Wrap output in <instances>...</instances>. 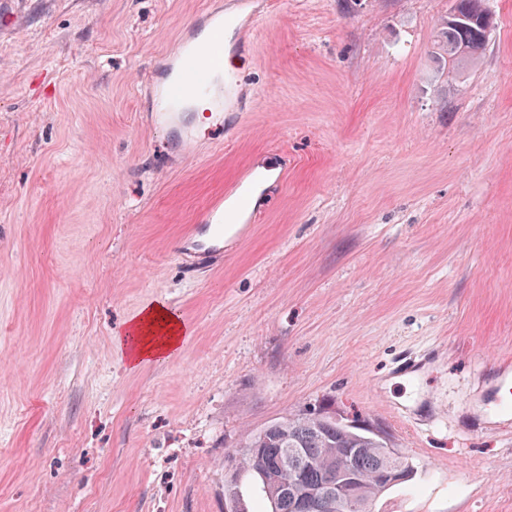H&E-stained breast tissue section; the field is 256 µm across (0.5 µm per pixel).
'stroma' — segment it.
<instances>
[{"label": "stroma", "instance_id": "35a3bbf8", "mask_svg": "<svg viewBox=\"0 0 512 512\" xmlns=\"http://www.w3.org/2000/svg\"><path fill=\"white\" fill-rule=\"evenodd\" d=\"M227 0H12L0 23V512H224L225 453L323 407L414 464L374 512H512V0L481 62L431 54L450 0H266L240 133L172 146L162 55ZM288 160L198 271L202 211ZM156 302L181 348L112 337Z\"/></svg>", "mask_w": 512, "mask_h": 512}]
</instances>
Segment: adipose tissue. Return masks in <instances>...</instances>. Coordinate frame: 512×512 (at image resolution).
<instances>
[{"mask_svg": "<svg viewBox=\"0 0 512 512\" xmlns=\"http://www.w3.org/2000/svg\"><path fill=\"white\" fill-rule=\"evenodd\" d=\"M185 335L178 315L165 304L154 303L118 332L113 343L131 362H160L175 352Z\"/></svg>", "mask_w": 512, "mask_h": 512, "instance_id": "adipose-tissue-1", "label": "adipose tissue"}]
</instances>
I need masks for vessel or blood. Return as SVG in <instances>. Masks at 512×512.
Listing matches in <instances>:
<instances>
[{"mask_svg": "<svg viewBox=\"0 0 512 512\" xmlns=\"http://www.w3.org/2000/svg\"><path fill=\"white\" fill-rule=\"evenodd\" d=\"M261 17L257 0H238L235 11L206 13L184 29L149 87L152 100L160 105L152 114L156 127L174 137H189L184 112L199 103L206 105L216 125H223L224 108L236 102L239 88L237 74L224 67V54L244 52ZM228 29L233 32L229 42L224 39ZM258 178L256 168L246 170L190 227L181 246L183 264L197 271L223 259L225 234L233 231L237 218L254 216Z\"/></svg>", "mask_w": 512, "mask_h": 512, "instance_id": "obj_1", "label": "vessel or blood"}]
</instances>
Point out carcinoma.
<instances>
[{
    "mask_svg": "<svg viewBox=\"0 0 512 512\" xmlns=\"http://www.w3.org/2000/svg\"><path fill=\"white\" fill-rule=\"evenodd\" d=\"M488 15L486 0H453L434 40V54L448 71L460 74L483 55L493 26ZM225 458L232 473L224 479V501L243 502L240 485L250 477L268 512H297L299 501L307 502V512H352L351 504L370 505L388 490L384 473L391 464L411 467L391 455L378 434L351 428L317 408L247 435ZM343 468L354 472L355 482L338 492L336 475Z\"/></svg>",
    "mask_w": 512,
    "mask_h": 512,
    "instance_id": "carcinoma-1",
    "label": "carcinoma"
}]
</instances>
